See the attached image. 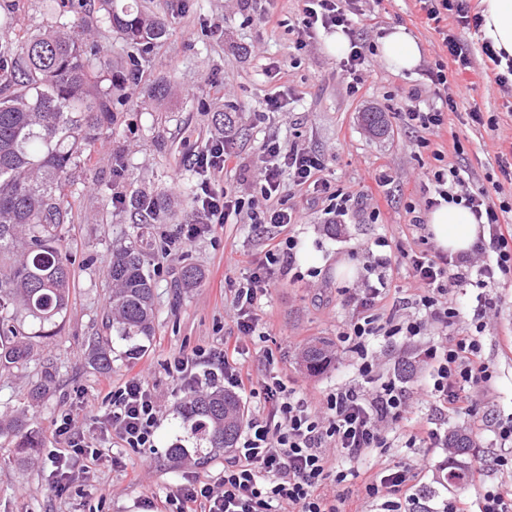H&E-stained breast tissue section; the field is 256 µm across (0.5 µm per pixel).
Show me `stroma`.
Wrapping results in <instances>:
<instances>
[{
    "label": "stroma",
    "instance_id": "35a3bbf8",
    "mask_svg": "<svg viewBox=\"0 0 512 512\" xmlns=\"http://www.w3.org/2000/svg\"><path fill=\"white\" fill-rule=\"evenodd\" d=\"M147 9L169 22L167 38L145 56L127 91L134 112H117L111 129L85 152L84 163L72 170L70 216L62 227L63 246L74 273L70 306L55 336L39 340L35 357L26 368L0 373V413L25 411L27 428L41 446L33 462L18 459L16 441L0 438V512H145L146 501L162 504L167 493L184 480H215L224 472L227 453H217L206 465L171 467L166 452L183 434L177 409L183 398L179 384L166 369L170 354L199 347L221 346L235 332L229 315L231 281L250 276L264 262L267 235L251 224L247 214L234 224H217L201 232L183 250L167 252L169 237L189 220L192 195L188 186L201 176L190 154L215 134L211 113H235L227 133L232 158L219 177L248 211L265 208L253 183L252 170L261 161L264 141L281 146L298 145L318 156L323 176L332 189L362 196L343 219L332 214L328 195L288 188L281 198L300 212L299 223L276 229L277 238L297 242L290 268L271 276L260 300L259 315L269 337L250 345L243 367L260 375L264 350H271L274 369L288 387L320 405L337 382L357 377L358 358L342 352L338 334L351 319L343 289L364 280H383L385 312L402 311V300L412 286L405 258L412 251L436 253L437 247L414 217H426V169L459 168L467 185L492 190L493 201L512 203V178L503 174L504 154L512 149V91L499 88L496 67L481 52L473 29L460 28L448 16L438 28L425 24L418 0H382L379 24L362 31L370 65L362 70L358 93H350L340 61L325 46V32L300 45L296 28L300 20L297 0H276V24L258 19L257 0H144ZM221 31H213V22ZM395 26L405 27L419 42L422 58L411 72L389 69L382 61L379 41ZM466 43L477 73H457L448 64L443 34ZM446 64L447 94L457 104L452 131L430 134L393 113L396 102L411 104L412 91H420L421 107L434 100L425 69ZM167 77L174 93L163 111L145 106L143 96L152 82ZM279 96L278 111L265 109V100ZM209 109H196L195 99ZM494 117L496 127L473 123L471 111ZM384 113L385 134L373 135L363 121L366 112ZM386 178L376 186L375 175ZM116 191L161 192L173 196L174 218L166 224L142 220L127 205L111 202ZM388 239L389 248L378 247ZM136 245L155 281V334L147 350L134 357L124 354L125 344L112 343L113 385L143 375L162 403L155 433L157 451L144 463L142 450L118 445L111 429L90 417L85 403L101 392V372L89 362L94 340L104 336L111 286L105 272L114 248ZM387 256L386 267H373L375 257ZM354 264L353 277L337 276L336 267ZM203 273L197 287L184 289L180 277L186 265ZM488 294L496 304V324L483 337L484 354L497 370L496 385L480 406L489 423L512 417V277H497ZM330 343L336 357L321 373H310L301 360L305 344L313 339ZM438 336L435 331L412 340L378 338L373 349L381 362L383 379H393L414 393L415 416L426 426L450 434L465 430L463 421L442 412L426 388L429 368L424 351ZM56 367L55 388L43 402L29 398L32 383L46 364ZM73 418L76 430L95 432L107 454L95 483L77 478L67 491L57 493L55 475L47 458L55 444L53 431L62 415ZM122 468H114L113 458ZM389 461L417 463L424 470L421 490L433 500L456 495L458 486L441 480L448 462L441 449L397 447ZM139 473L129 483L126 469ZM110 487V495L98 492Z\"/></svg>",
    "mask_w": 512,
    "mask_h": 512
}]
</instances>
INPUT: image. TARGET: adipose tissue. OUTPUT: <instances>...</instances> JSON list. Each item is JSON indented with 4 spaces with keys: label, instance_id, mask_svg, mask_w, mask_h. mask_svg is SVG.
I'll list each match as a JSON object with an SVG mask.
<instances>
[{
    "label": "adipose tissue",
    "instance_id": "1",
    "mask_svg": "<svg viewBox=\"0 0 512 512\" xmlns=\"http://www.w3.org/2000/svg\"><path fill=\"white\" fill-rule=\"evenodd\" d=\"M481 15V40L491 42L504 59H512V0H481ZM380 53L384 64L398 71L413 70L422 55L417 40L402 26L382 38ZM427 224L437 247L452 255L469 252L483 232L470 210L455 203L435 207Z\"/></svg>",
    "mask_w": 512,
    "mask_h": 512
}]
</instances>
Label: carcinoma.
Here are the masks:
<instances>
[{
    "label": "carcinoma",
    "mask_w": 512,
    "mask_h": 512,
    "mask_svg": "<svg viewBox=\"0 0 512 512\" xmlns=\"http://www.w3.org/2000/svg\"><path fill=\"white\" fill-rule=\"evenodd\" d=\"M72 7L101 20L136 50L130 67L112 70L107 49L94 41L85 25L59 21L22 34L10 23L0 25V370L21 368L34 357V339L53 335L71 296L69 259L62 254L58 228L68 221L63 185L69 170L98 139L113 110L125 105L124 83L135 76L140 55L168 35L167 19L144 10L141 0H76ZM97 63L110 84L97 86L91 65ZM131 206L153 221L169 220L161 196L136 193ZM108 327L139 354L142 338L154 335V284L143 254L133 245L112 251ZM29 318L32 331H21L18 318ZM97 369H112L109 340L91 349ZM307 369L328 367L332 354L323 340L307 344ZM55 375L47 367L31 388L30 398L45 399ZM184 441L198 449L204 464L217 450L235 447L244 423L238 398L221 389L193 392L182 405ZM21 416H0V436L19 439L22 460L31 458L38 439L25 430ZM454 457L445 478L461 484L469 462L468 435L450 437Z\"/></svg>",
    "instance_id": "obj_1"
}]
</instances>
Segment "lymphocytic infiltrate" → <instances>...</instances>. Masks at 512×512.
Segmentation results:
<instances>
[{"label":"lymphocytic infiltrate","instance_id":"obj_1","mask_svg":"<svg viewBox=\"0 0 512 512\" xmlns=\"http://www.w3.org/2000/svg\"><path fill=\"white\" fill-rule=\"evenodd\" d=\"M300 2L298 43L313 39L321 28L345 32L350 38V52L341 66L349 77V89L358 90L359 70L367 57L357 28L375 24L374 10L354 6L351 0ZM262 153L264 160L256 171V183L268 206L263 213L253 214V221L279 228L298 223L295 210L276 203L281 171L289 169L296 187L325 193L330 184L321 175V160L295 147L282 149L274 140L263 143ZM230 157L224 137L211 139L194 153L192 164L204 178L193 201L194 219L176 236L177 244L191 241L201 226L225 224L241 214V201L214 180ZM426 178L433 188L429 206L444 201L465 205L483 222L488 236L478 239L470 252L455 257L409 253L415 283L412 302L422 311V319L399 320L385 315L384 290L371 281H364L349 294L353 315L341 341L360 360L358 376L339 384L323 406L310 407L275 371L256 378L239 366L245 353L244 341L266 336L265 326L255 312L266 282L262 270L232 284L236 332L225 337L222 347L198 348L169 358L168 370L184 389L231 388L248 399L262 397L266 406L265 413L248 420L233 459L217 481L194 479L170 492L167 501L175 505L176 512H344L343 495H329L328 483L343 485L349 476V462L388 448L390 430L408 424L406 445L410 448L418 444L447 447V434L409 424L410 402L404 387L393 382L371 386L378 367L371 342L381 334L415 337L428 325L441 331L453 330L451 342L424 352L431 367L429 393L448 414L472 417L473 435H482L485 423L475 419L473 413L497 378L483 352L482 337L491 327L484 290L496 275L512 273V225L504 220L506 206L490 201L485 188H466L458 169L434 168L427 171ZM490 251L496 255L491 263L484 259ZM461 286L476 290L477 309L469 321L460 306L457 289ZM102 403L103 416L122 447H154L160 398L144 377L136 375L110 387ZM54 436L59 446L50 450L48 458L55 467L57 490H66L78 476L94 479L102 461L96 436L74 432L68 417L55 427ZM422 477L421 468L414 464L380 468L364 479L365 495L353 512H366L374 505L381 512H512V485L489 484L484 470L469 473L473 497H450L437 509L417 493Z\"/></svg>","mask_w":512,"mask_h":512}]
</instances>
